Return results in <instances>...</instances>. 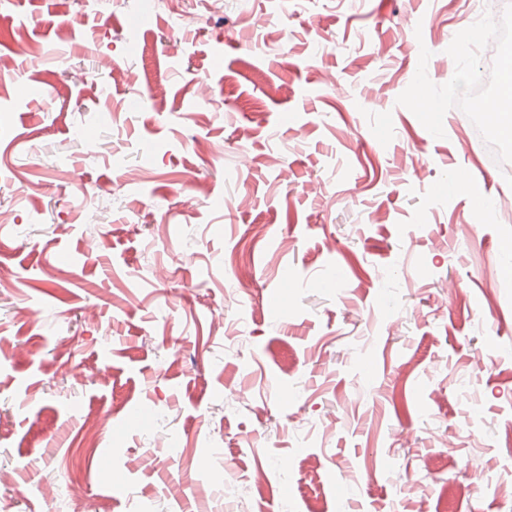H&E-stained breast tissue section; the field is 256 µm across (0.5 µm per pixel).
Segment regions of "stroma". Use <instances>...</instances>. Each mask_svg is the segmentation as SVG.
Wrapping results in <instances>:
<instances>
[{
  "instance_id": "stroma-1",
  "label": "stroma",
  "mask_w": 512,
  "mask_h": 512,
  "mask_svg": "<svg viewBox=\"0 0 512 512\" xmlns=\"http://www.w3.org/2000/svg\"><path fill=\"white\" fill-rule=\"evenodd\" d=\"M469 10L0 0V66L24 45L45 92L0 80V512H512V223L470 196L512 177L460 149Z\"/></svg>"
}]
</instances>
